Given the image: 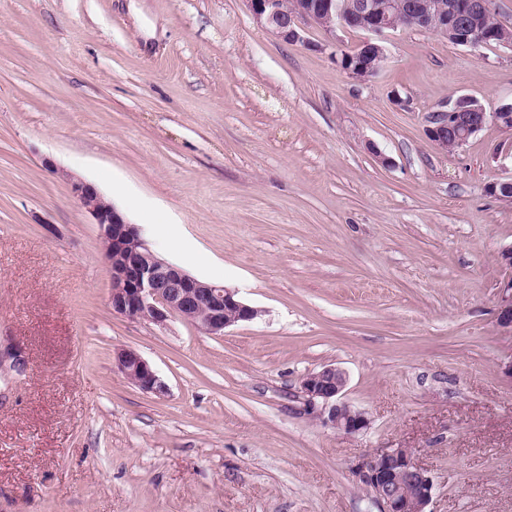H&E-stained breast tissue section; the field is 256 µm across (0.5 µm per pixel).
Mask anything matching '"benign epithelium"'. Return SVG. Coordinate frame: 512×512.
Here are the masks:
<instances>
[{"instance_id":"obj_1","label":"benign epithelium","mask_w":512,"mask_h":512,"mask_svg":"<svg viewBox=\"0 0 512 512\" xmlns=\"http://www.w3.org/2000/svg\"><path fill=\"white\" fill-rule=\"evenodd\" d=\"M258 28L290 45L308 46L307 27L316 24L334 38L338 31H359L363 40L353 52L335 49L332 55L351 77L366 81L383 68L390 34L398 30L394 17L408 20L404 29L435 34L453 28L455 45L478 49L483 46L479 24L492 11L491 0H459L448 7L421 0H361L347 11L340 0H246ZM470 108L448 105L432 113L427 132L441 150L458 149L487 124L512 131V103L488 112L476 99ZM44 166L66 181L78 204L95 221L107 262L112 313L132 320H146L164 327L172 319L197 326L209 336H222L227 328L255 319L260 310L246 304L237 291L223 284L192 276L180 266L157 256L143 237L142 228L129 222L97 187L50 162ZM487 192L512 203V175L490 183ZM501 331L512 334V277L502 288L497 309ZM116 369L130 383L158 396L167 385L149 362L132 348L113 353ZM348 377L344 370L326 365L308 373L300 394L309 414L347 435L359 434L370 425L366 413L344 400ZM378 512H427L433 498L434 481L420 465L413 449L389 448L374 456L363 476Z\"/></svg>"}]
</instances>
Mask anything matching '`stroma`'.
I'll return each mask as SVG.
<instances>
[{"label":"stroma","instance_id":"1","mask_svg":"<svg viewBox=\"0 0 512 512\" xmlns=\"http://www.w3.org/2000/svg\"><path fill=\"white\" fill-rule=\"evenodd\" d=\"M244 0H0V512H369L410 448L430 512H512V131L439 150L428 118L512 98V49L400 30L361 82ZM258 318L210 336L112 313L97 227L44 159ZM137 350L168 386L128 382ZM369 427L303 410L325 365ZM497 324L501 331L512 334V277L502 288L497 309ZM116 369L130 383L158 396L167 394V385L157 376L149 362L132 348H119L113 353Z\"/></svg>","mask_w":512,"mask_h":512}]
</instances>
